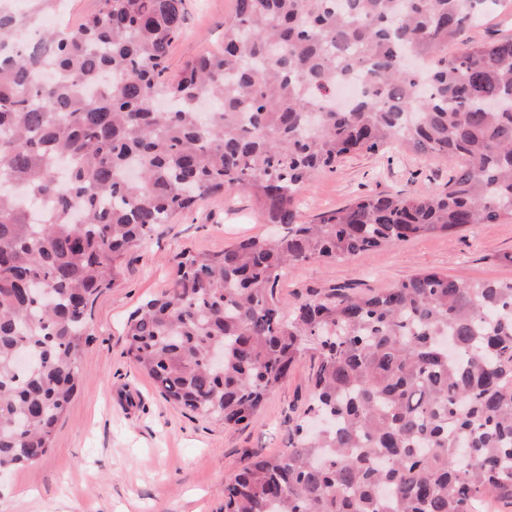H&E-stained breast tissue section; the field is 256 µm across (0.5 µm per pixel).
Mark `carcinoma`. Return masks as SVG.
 <instances>
[{
	"label": "carcinoma",
	"instance_id": "obj_1",
	"mask_svg": "<svg viewBox=\"0 0 512 512\" xmlns=\"http://www.w3.org/2000/svg\"><path fill=\"white\" fill-rule=\"evenodd\" d=\"M31 2L0 10V188L27 201L0 191V470L52 448L88 309L127 252L237 189L279 234L182 252L126 324L161 396L226 425L314 351L287 448L253 455L221 512H480L488 494L511 507L512 281L425 271L289 311L276 294L303 262L512 222V38L448 55L500 0H234L221 48L175 75L185 0H98L35 35L56 0ZM351 80L361 96L329 106ZM392 142L453 161L448 185L302 220L304 184Z\"/></svg>",
	"mask_w": 512,
	"mask_h": 512
}]
</instances>
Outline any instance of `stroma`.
<instances>
[{
  "mask_svg": "<svg viewBox=\"0 0 512 512\" xmlns=\"http://www.w3.org/2000/svg\"><path fill=\"white\" fill-rule=\"evenodd\" d=\"M233 4L186 0L185 35L171 48V71L223 42ZM504 37H512V0L464 35L473 43ZM451 169L448 160L420 158L395 143L363 150L302 190V216L312 219L364 195L439 191ZM274 231L247 193L232 190L174 216L124 258L113 285L92 306L78 387L52 446L40 462L0 474V512H218L225 486L253 454L285 448L312 389V355H303L250 424L228 427L167 402L127 357L124 336L129 315L170 286L181 252H218ZM510 252L511 222L472 224L294 266L277 295L291 307L334 293L369 295L426 270L511 282L512 265L500 260Z\"/></svg>",
  "mask_w": 512,
  "mask_h": 512,
  "instance_id": "1",
  "label": "stroma"
}]
</instances>
